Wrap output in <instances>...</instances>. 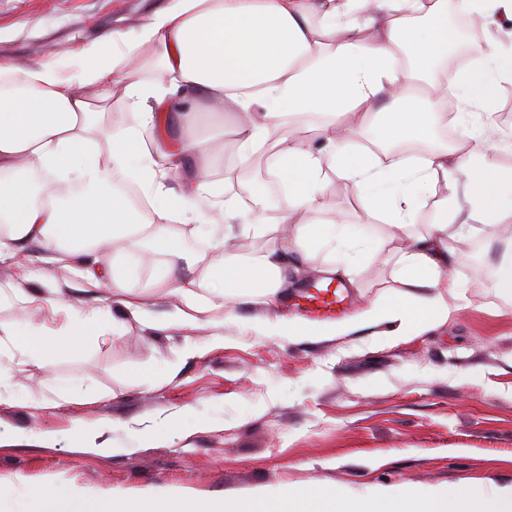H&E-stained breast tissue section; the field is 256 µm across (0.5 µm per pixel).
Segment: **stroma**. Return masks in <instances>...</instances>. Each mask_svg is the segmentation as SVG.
Here are the masks:
<instances>
[{
    "mask_svg": "<svg viewBox=\"0 0 512 512\" xmlns=\"http://www.w3.org/2000/svg\"><path fill=\"white\" fill-rule=\"evenodd\" d=\"M168 0H0V60L38 66L58 47L78 50L115 30L134 33ZM197 107L203 131L222 129L235 144L233 113L211 110L194 91L167 94L158 136L182 135L176 100ZM322 219L365 222L367 255L348 288L347 316L402 285L392 269L398 242L389 219L363 218L351 181H326ZM172 231L197 255L200 294L221 261L191 225ZM461 262L446 272L463 285L459 308L433 330L380 342L377 327L346 336H264L254 323L299 318L302 310L238 302L188 325L179 304L140 267L124 289L84 287L71 259L44 270L29 244L0 260V284L37 298L0 302V386L15 403L0 407V512H41V492L63 484L84 494L86 512L102 497L182 491L199 500L242 501L257 488L312 484L366 496L410 484L487 489L512 484V299L495 287L512 255V224L473 221L457 244ZM144 299L159 329L128 320L122 335L84 337L79 349L20 361L5 334L35 325L64 329L71 309L119 314V299ZM105 425L106 447L78 445V425Z\"/></svg>",
    "mask_w": 512,
    "mask_h": 512,
    "instance_id": "stroma-1",
    "label": "stroma"
}]
</instances>
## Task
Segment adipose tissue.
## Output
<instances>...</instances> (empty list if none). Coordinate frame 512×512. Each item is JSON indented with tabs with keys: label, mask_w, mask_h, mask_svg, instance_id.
<instances>
[{
	"label": "adipose tissue",
	"mask_w": 512,
	"mask_h": 512,
	"mask_svg": "<svg viewBox=\"0 0 512 512\" xmlns=\"http://www.w3.org/2000/svg\"><path fill=\"white\" fill-rule=\"evenodd\" d=\"M455 42L448 0H171L134 36L113 31L77 58L56 49L35 67L0 61V223L7 227L0 234V258L18 245L42 243L45 265L72 256L81 262L82 280L106 278L120 288L130 273L126 254L144 245L160 257L154 279L179 297L182 318L244 297L272 302L294 264L314 261L312 242L337 249L328 274L348 277L359 264L363 230L318 217L325 173L332 170L354 182L365 216H389L392 239L403 243L394 274L407 289L330 326L277 321L263 325V333L339 336L374 324L394 343L443 324L461 285L443 279L442 271L457 261L454 244L471 226L455 204L446 218L411 234L413 201L440 178L448 187H462L482 223L511 224L512 169L492 161L499 143L468 122L464 149L433 150L412 161L384 164L353 152L350 144L371 131L387 144L427 139L447 128L448 102L485 106L495 100L501 83L512 81V51L493 37L479 47L477 65L444 94L415 91L416 82L431 80ZM147 48L154 51L157 81L128 80L132 62ZM164 80L175 89H203L213 107L235 112L240 162L275 150L276 176L288 191L274 220L260 214L248 219L256 234L272 237L259 256L243 259L232 251L240 217L236 199L212 181L208 165L223 152L221 137L150 144L164 108ZM117 85L134 121L103 149L93 130L110 110ZM305 114L325 116L320 132L327 151L281 135L288 117ZM189 161L193 176L180 190L167 189L168 169ZM119 173L146 194L164 196V207L151 213L138 208L115 186ZM202 199L209 211H199ZM182 221L193 222L195 233L214 237L225 251L210 271L211 296L195 291L198 260L185 255L170 230ZM103 251L116 258L111 268L98 263ZM135 512H512V485L494 492L481 484L457 491L435 487L421 494L404 484L366 499L339 487L288 486L259 491L237 507L147 495Z\"/></svg>",
	"instance_id": "adipose-tissue-1"
}]
</instances>
